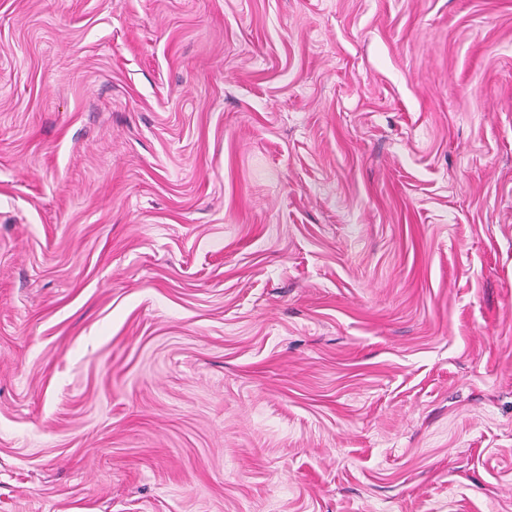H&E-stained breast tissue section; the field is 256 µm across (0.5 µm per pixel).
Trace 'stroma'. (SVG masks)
Masks as SVG:
<instances>
[{"label":"stroma","mask_w":512,"mask_h":512,"mask_svg":"<svg viewBox=\"0 0 512 512\" xmlns=\"http://www.w3.org/2000/svg\"><path fill=\"white\" fill-rule=\"evenodd\" d=\"M0 512H512V0H0Z\"/></svg>","instance_id":"stroma-1"}]
</instances>
